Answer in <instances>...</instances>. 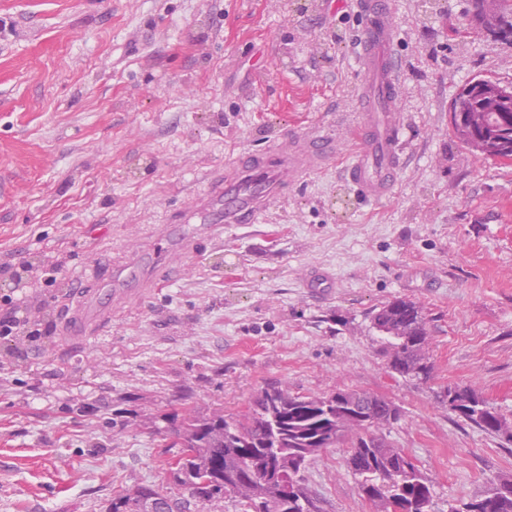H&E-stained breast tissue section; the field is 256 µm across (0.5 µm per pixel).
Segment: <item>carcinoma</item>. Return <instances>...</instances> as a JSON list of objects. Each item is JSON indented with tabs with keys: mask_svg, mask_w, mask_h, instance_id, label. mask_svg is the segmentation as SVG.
Segmentation results:
<instances>
[{
	"mask_svg": "<svg viewBox=\"0 0 512 512\" xmlns=\"http://www.w3.org/2000/svg\"><path fill=\"white\" fill-rule=\"evenodd\" d=\"M475 21L500 41H510L512 0H470ZM482 102L457 97L451 105L453 136L479 153L468 131L480 120L496 152L512 155V119L500 112L481 111ZM380 353L393 372L427 381L431 329L423 306L395 298L371 312ZM444 398L460 402L453 413L479 429L512 441L499 429L503 418L467 386L453 385ZM390 400L367 391L339 389L326 395H299L285 383L262 388L247 409L224 415L215 409L200 413L182 406L159 417L169 448L190 453L166 470V484L145 481L132 489H112L105 512H147L156 497L168 512H224V499L237 501L245 512H320L304 484L303 472L328 448L350 444L346 466L358 478L359 490L371 512H428L431 481L402 449L394 447L382 429L399 419ZM457 512H512V480L500 479L486 494Z\"/></svg>",
	"mask_w": 512,
	"mask_h": 512,
	"instance_id": "obj_1",
	"label": "carcinoma"
}]
</instances>
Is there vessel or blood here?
Instances as JSON below:
<instances>
[{
  "label": "vessel or blood",
  "mask_w": 512,
  "mask_h": 512,
  "mask_svg": "<svg viewBox=\"0 0 512 512\" xmlns=\"http://www.w3.org/2000/svg\"><path fill=\"white\" fill-rule=\"evenodd\" d=\"M361 18L358 61L365 79L356 99L353 130L358 148L345 171L347 183L365 199H388L404 159L406 129L399 102L402 68L395 56V0H356ZM339 144L333 132L283 135L273 149L245 152L225 163L190 210L176 222L209 223L212 230L254 224L280 205L292 184L333 162ZM200 237H172L171 226L155 225L147 251L113 258L108 266L93 264L85 275L87 288L69 309L63 333L69 340L89 343L112 321L113 312L154 294L169 283L186 260L197 255Z\"/></svg>",
  "instance_id": "1"
}]
</instances>
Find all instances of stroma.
Wrapping results in <instances>:
<instances>
[{"mask_svg":"<svg viewBox=\"0 0 512 512\" xmlns=\"http://www.w3.org/2000/svg\"><path fill=\"white\" fill-rule=\"evenodd\" d=\"M397 3L410 123L393 196L367 201L338 166L311 174L70 346L85 269L140 251L225 159L318 126L351 150L361 20L345 0H0V315L26 299L31 329L0 339V512H103L112 486L162 476L152 423L176 396L232 415L269 380L393 401L385 435L429 477L430 512L512 479V443L441 398L471 386L512 424V162L467 150L449 112L470 80L512 82V45L469 0ZM316 271L331 287L306 288ZM397 297L431 321L428 381L378 350L369 313ZM347 454L305 472L323 512H370Z\"/></svg>","mask_w":512,"mask_h":512,"instance_id":"stroma-1","label":"stroma"}]
</instances>
